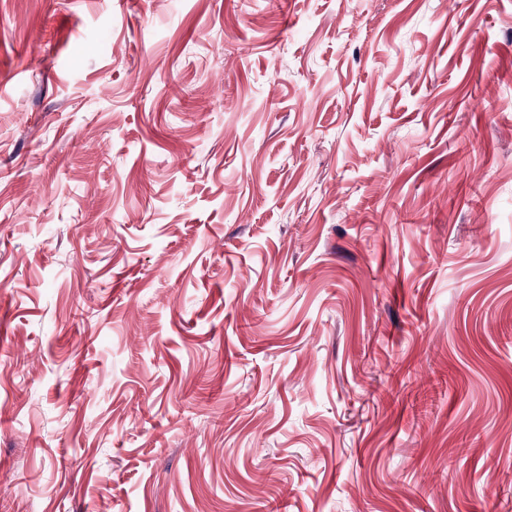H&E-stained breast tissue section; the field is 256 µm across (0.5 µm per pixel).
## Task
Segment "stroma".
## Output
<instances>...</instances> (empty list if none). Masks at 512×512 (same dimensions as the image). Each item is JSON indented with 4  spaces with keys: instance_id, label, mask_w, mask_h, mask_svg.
Returning a JSON list of instances; mask_svg holds the SVG:
<instances>
[{
    "instance_id": "stroma-1",
    "label": "stroma",
    "mask_w": 512,
    "mask_h": 512,
    "mask_svg": "<svg viewBox=\"0 0 512 512\" xmlns=\"http://www.w3.org/2000/svg\"><path fill=\"white\" fill-rule=\"evenodd\" d=\"M0 512H512V0H0Z\"/></svg>"
}]
</instances>
